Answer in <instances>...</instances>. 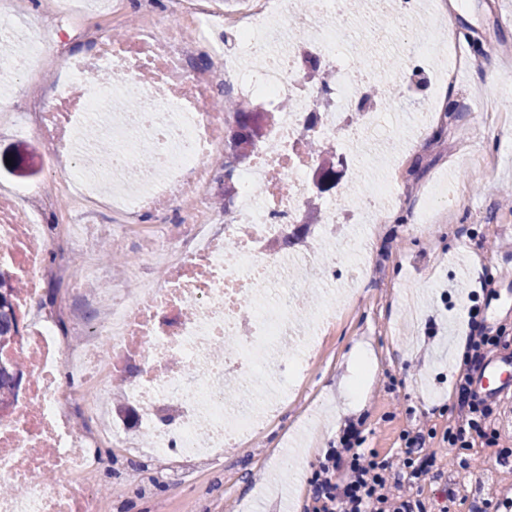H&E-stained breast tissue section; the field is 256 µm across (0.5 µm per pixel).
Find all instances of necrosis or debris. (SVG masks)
<instances>
[{
	"label": "necrosis or debris",
	"mask_w": 512,
	"mask_h": 512,
	"mask_svg": "<svg viewBox=\"0 0 512 512\" xmlns=\"http://www.w3.org/2000/svg\"><path fill=\"white\" fill-rule=\"evenodd\" d=\"M347 0H311L294 18L293 0H170L172 23L155 19L153 0H140L141 19L127 38L80 31L89 52L72 50L74 36L57 34L59 80L27 103L21 133L43 134L47 167L61 177L0 198V267L25 284L16 300L27 326L11 348L30 379L13 410L0 415V479L22 493L0 496V512H102L96 477L104 448H131L133 434L106 423L102 396L123 381L126 401L153 435L150 454L177 456L194 471L240 447L262 421L225 403L250 377L252 354L289 346L304 369L322 313L296 325L289 297L270 301L269 266L304 279L307 254L278 252L290 225L301 223L319 164L316 146L336 136L362 141L378 126L380 89L370 69L341 72L325 82L307 78V59L336 62L343 40L334 19ZM230 95L266 113L261 137L235 173L227 209L213 205L215 163L227 150L224 113ZM319 124L309 129L308 117ZM97 126L112 149L94 168L82 163ZM67 204L81 224L49 227L41 218ZM112 221L97 223L102 206ZM135 235L132 258L92 304L96 327L85 331L71 298L98 281L94 241ZM67 256L45 260L50 237ZM165 268L147 278L155 264ZM84 335L81 346L68 339ZM69 364L78 386L61 384ZM88 426L75 431L71 418ZM51 471L59 483L32 486Z\"/></svg>",
	"instance_id": "1"
}]
</instances>
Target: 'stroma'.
I'll use <instances>...</instances> for the list:
<instances>
[{
    "label": "stroma",
    "instance_id": "obj_1",
    "mask_svg": "<svg viewBox=\"0 0 512 512\" xmlns=\"http://www.w3.org/2000/svg\"><path fill=\"white\" fill-rule=\"evenodd\" d=\"M512 0H455L451 22L471 59L463 78L449 89L446 115L437 117L424 141H417L411 121H396V106L385 105V125L378 146L354 148L337 144L345 158L336 186L346 201L368 192L371 180L395 171L398 187L410 199L381 224L347 225L352 235L366 237L373 253L370 275L360 281L351 301H344L351 256L338 241L322 239L314 261L316 274L305 283L285 284L292 300L317 309L332 301L336 319L320 340L324 355L307 365L306 388L300 402L247 447L229 450L211 468L185 482L157 480L152 497L139 494L132 475L145 463L126 458L122 449L104 452L99 486L121 487L109 497L110 512H307L313 504L314 481L328 449L338 447L347 425L362 432L365 454L395 461L404 432L430 411L435 433L428 452L445 475H452L463 457L480 462L473 470L470 495L457 498L451 512H470L472 499L483 495L485 478L512 495V400L499 402L498 446L444 449L441 438L454 415V381L462 364L456 342L465 338L471 309L488 330L505 329L512 337V312L504 306L503 285L481 289L490 279L487 257L512 259V204L504 191L512 186V125L486 121L471 108L472 92L486 91L500 107L512 110V28H502L498 4ZM88 26L120 35L139 20V0H124L123 17L112 16L105 0L85 7ZM345 41L336 66L354 69L350 47L360 43L378 77L394 62L405 60L402 30L390 10L370 13L358 0L343 18ZM36 137L20 138L12 125L0 123V195L13 197L17 188L44 175ZM359 180H351V169ZM457 199L448 216L432 212L431 195ZM260 367L241 387L237 401L259 400L278 380L288 377L287 352L259 354Z\"/></svg>",
    "mask_w": 512,
    "mask_h": 512
}]
</instances>
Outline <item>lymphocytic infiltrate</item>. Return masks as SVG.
Returning a JSON list of instances; mask_svg holds the SVG:
<instances>
[{"mask_svg":"<svg viewBox=\"0 0 512 512\" xmlns=\"http://www.w3.org/2000/svg\"><path fill=\"white\" fill-rule=\"evenodd\" d=\"M507 342L506 336L487 330L481 321L470 320L465 363L455 381L458 419L443 437L451 447L469 448L479 439L497 444L500 434L488 423L495 409L472 391V373L491 349ZM430 435L422 425L404 434L399 463L393 466L366 455L353 428H346L341 447L326 455L315 482L319 512H425L411 489L426 481L438 484L439 512H448L447 504L454 500L455 490L443 482L434 457L423 453Z\"/></svg>","mask_w":512,"mask_h":512,"instance_id":"f902f5d3","label":"lymphocytic infiltrate"}]
</instances>
